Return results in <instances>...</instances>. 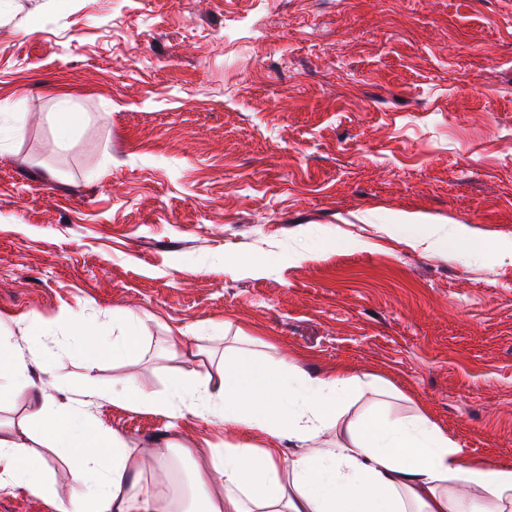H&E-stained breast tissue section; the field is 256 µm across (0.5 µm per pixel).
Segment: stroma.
<instances>
[{"label":"stroma","mask_w":512,"mask_h":512,"mask_svg":"<svg viewBox=\"0 0 512 512\" xmlns=\"http://www.w3.org/2000/svg\"><path fill=\"white\" fill-rule=\"evenodd\" d=\"M3 99L0 343L130 310L159 395L171 334L241 328L512 466V253L426 241H512V0H0ZM88 411L139 449L168 425ZM85 120L84 112H75L65 102L58 104L56 112H52V129L55 139L60 143L69 140L72 129ZM454 226L453 232L450 235H447V233L439 235L431 242V246L435 249L444 250L447 253L448 250H450L471 257H479L489 252L507 249L509 247L508 243L493 242L492 240L474 234L469 236L462 224H456ZM460 241H464L465 244L462 247L456 246Z\"/></svg>","instance_id":"obj_1"}]
</instances>
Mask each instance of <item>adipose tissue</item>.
Here are the masks:
<instances>
[{"label": "adipose tissue", "mask_w": 512, "mask_h": 512, "mask_svg": "<svg viewBox=\"0 0 512 512\" xmlns=\"http://www.w3.org/2000/svg\"><path fill=\"white\" fill-rule=\"evenodd\" d=\"M142 324L135 312L114 311L109 339L81 322L62 352L79 356L85 385L62 404L27 390L30 367L51 373L58 353L36 339L22 350L0 346V401L26 396L30 420L72 463L69 486L60 489L23 435L0 432V487L41 497L54 512H512V468L464 456L427 415H394L379 405L351 414L357 394H388L382 380L270 359L241 330L220 352L200 329L170 337L166 359L185 353L208 364L169 372L163 396L144 391L132 375L113 388V402L131 411L224 425L223 443L203 437L188 444L172 434L153 448L150 466L139 465L137 450L86 406L103 359L140 362ZM176 452L194 462L181 494L159 475Z\"/></svg>", "instance_id": "adipose-tissue-1"}]
</instances>
